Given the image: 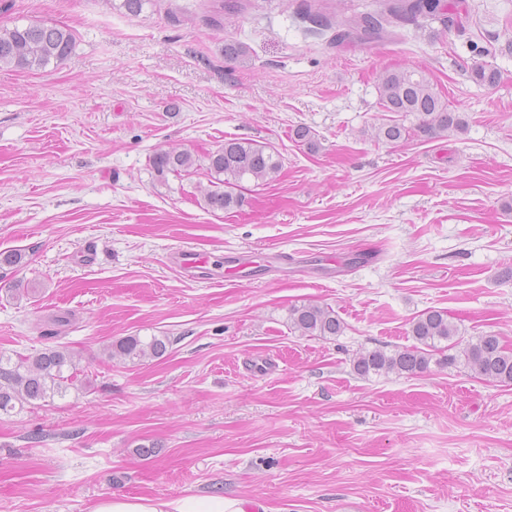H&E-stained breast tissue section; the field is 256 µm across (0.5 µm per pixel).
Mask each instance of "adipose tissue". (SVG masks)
<instances>
[{
  "label": "adipose tissue",
  "instance_id": "obj_1",
  "mask_svg": "<svg viewBox=\"0 0 512 512\" xmlns=\"http://www.w3.org/2000/svg\"><path fill=\"white\" fill-rule=\"evenodd\" d=\"M92 512H245L241 500L224 495L200 498L185 495L159 499L144 496L115 495L99 501Z\"/></svg>",
  "mask_w": 512,
  "mask_h": 512
}]
</instances>
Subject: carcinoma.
Returning a JSON list of instances; mask_svg holds the SVG:
<instances>
[{
	"mask_svg": "<svg viewBox=\"0 0 512 512\" xmlns=\"http://www.w3.org/2000/svg\"><path fill=\"white\" fill-rule=\"evenodd\" d=\"M248 0H214L217 13L238 16ZM382 9L376 15L367 14L340 26L338 39L364 43L384 38V24L392 21L437 20L444 29L456 25L455 14L448 0H380ZM74 35L66 27L39 25L0 27V66L20 70L39 69L50 62L60 63L71 53ZM224 58L244 65L246 49L239 43H224ZM381 111L398 115L373 127L377 140L398 143L409 135L404 120H417V130L425 134L461 131L465 127L456 112L450 109L424 70L391 69L384 71L378 83ZM294 139L309 151L318 149L315 134L300 126ZM207 169L215 175L220 187L204 195L212 210H229L239 206L238 187L244 178L256 184L274 180L281 167L279 152L272 146L250 139L232 138L224 146L205 156ZM197 159L186 150L171 148L157 152L152 163L161 174L182 176L197 166ZM288 325L303 336L332 338L343 335L344 323L336 312L317 304L293 305L288 309ZM417 344L396 348L390 352L375 348L362 350L352 361L353 371L367 378L370 375H416L428 370L430 363L440 367H463L488 381L512 384V349L494 334L475 336L468 340L459 336L455 324L442 310L431 309L417 316L411 325ZM167 336H126L106 347L112 358L135 362L160 358L168 351ZM78 359L68 351L45 349L18 356L17 361L0 358V413H9L16 405L44 406L55 397L65 396L69 381L77 372Z\"/></svg>",
	"mask_w": 512,
	"mask_h": 512,
	"instance_id": "cac0c4a2",
	"label": "carcinoma"
}]
</instances>
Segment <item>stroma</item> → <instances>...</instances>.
<instances>
[{
	"label": "stroma",
	"mask_w": 512,
	"mask_h": 512,
	"mask_svg": "<svg viewBox=\"0 0 512 512\" xmlns=\"http://www.w3.org/2000/svg\"><path fill=\"white\" fill-rule=\"evenodd\" d=\"M312 2L249 0L219 22L211 0L136 16L0 0L2 27L75 34L61 63L0 67V252L23 255L0 279V356L64 347L81 367L65 396L0 415V512L216 493L246 512H512V385L351 364L413 345L430 309L512 348V0H448L459 28L396 21L371 45L334 36L377 0ZM228 41L249 64L225 61ZM400 68L425 70L465 129L372 138L378 76ZM232 138L271 144L283 168L229 211L207 209L205 173L150 163ZM183 246L205 264L184 269ZM244 254L247 280L225 279ZM302 303L333 308L344 334L290 330ZM153 335L171 339L163 357L105 352Z\"/></svg>",
	"instance_id": "1"
}]
</instances>
